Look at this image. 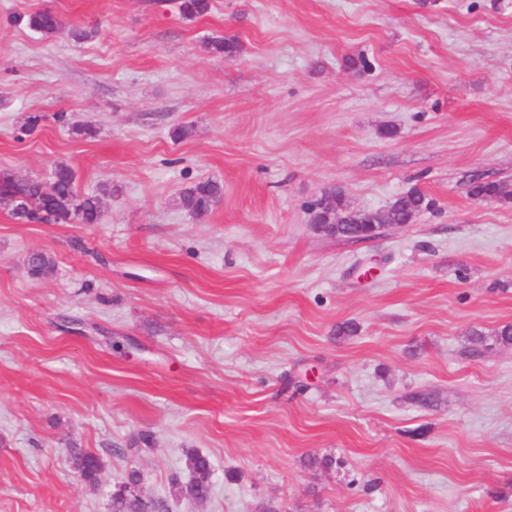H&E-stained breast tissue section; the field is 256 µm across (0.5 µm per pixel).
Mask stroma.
Instances as JSON below:
<instances>
[{"mask_svg":"<svg viewBox=\"0 0 512 512\" xmlns=\"http://www.w3.org/2000/svg\"><path fill=\"white\" fill-rule=\"evenodd\" d=\"M180 2L0 0V171L112 187L96 224L0 203V512H110L132 468L167 512H512V347L471 342L512 325V201L469 193L512 183V0ZM331 188L431 206L337 239ZM27 26L44 35H53L66 29L64 22L50 11H37L26 16ZM224 187L213 180H201L185 190L183 207L194 215H203L213 209L222 199ZM470 193L473 197L486 200H511L512 189L507 184L501 182H483L476 180L473 182ZM75 466L84 481L96 483L103 469L102 462L93 453L77 452L74 455ZM188 467L192 477L185 483H175L174 488L180 497L201 501L206 499L211 491L212 465L208 456L199 452L190 454Z\"/></svg>","mask_w":512,"mask_h":512,"instance_id":"obj_1","label":"stroma"}]
</instances>
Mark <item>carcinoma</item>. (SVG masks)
<instances>
[{
  "label": "carcinoma",
  "instance_id": "carcinoma-1",
  "mask_svg": "<svg viewBox=\"0 0 512 512\" xmlns=\"http://www.w3.org/2000/svg\"><path fill=\"white\" fill-rule=\"evenodd\" d=\"M181 13L187 18L203 16L210 10V0H182ZM27 26L44 35H53L66 29L64 22L50 11H37L26 16ZM56 190L51 196L42 191V182L30 178L20 180L7 171L0 173V199L6 201L14 196L25 199L23 205L12 204V214L23 223L55 222L69 223L77 221L81 224H97L102 216L101 197L98 194L80 197L75 191V174L66 164L60 163L53 169ZM470 193L472 196L486 200H511L512 189L501 182H473ZM224 187L213 180H201L185 190L182 195L183 207L194 215H203L213 209L222 199ZM331 203L335 223L340 225L339 236L352 238L358 233V225L378 222V212L352 208L345 200L342 191L331 189L310 204L313 219L319 223H327L326 209L322 203ZM430 206L426 196L411 190L398 196L388 207L398 223L408 224L422 209ZM52 259L38 253L28 259L31 275H43L51 270ZM75 466L84 481L95 483L103 469L102 462L93 453L77 452L74 455ZM188 467L192 477L185 483L174 484L177 495L195 501L206 499L211 491L212 465L208 456L199 452L190 454ZM160 503L154 500L126 497L122 494L112 495V512H159Z\"/></svg>",
  "mask_w": 512,
  "mask_h": 512
}]
</instances>
